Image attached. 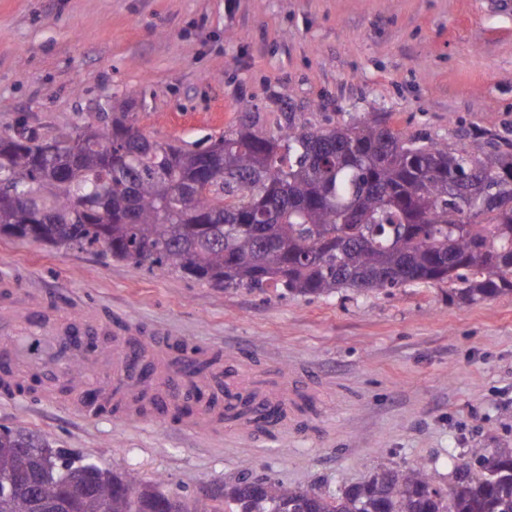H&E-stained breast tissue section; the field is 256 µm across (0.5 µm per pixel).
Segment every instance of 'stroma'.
I'll list each match as a JSON object with an SVG mask.
<instances>
[{
	"label": "stroma",
	"instance_id": "35a3bbf8",
	"mask_svg": "<svg viewBox=\"0 0 512 512\" xmlns=\"http://www.w3.org/2000/svg\"><path fill=\"white\" fill-rule=\"evenodd\" d=\"M285 94L315 125L374 114L406 137L511 146L512 0H0V131L128 108L146 136L204 148L243 99L276 130ZM1 277L218 351L231 389L282 400L283 423L201 427L0 394V427L173 494L243 473L338 493L420 461L444 487L471 449L512 443V295L281 298L0 232Z\"/></svg>",
	"mask_w": 512,
	"mask_h": 512
}]
</instances>
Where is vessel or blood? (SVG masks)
Instances as JSON below:
<instances>
[{
	"mask_svg": "<svg viewBox=\"0 0 512 512\" xmlns=\"http://www.w3.org/2000/svg\"><path fill=\"white\" fill-rule=\"evenodd\" d=\"M47 295L13 289L9 299L0 301V362L8 363L9 374L0 376V389L14 391L19 378L40 382L47 390H57L71 365H81L88 376L70 397V405L85 416L108 410L113 401L123 399L131 389H153L150 419L168 421L185 404L183 388L194 384L202 397L197 412H204L207 400L222 383L212 375L188 381L189 366L212 358V351L184 346L182 357L169 348L173 337L156 342L140 328H126L118 349L111 355L93 356L87 350L91 330L98 316L90 309L68 303L55 319H48Z\"/></svg>",
	"mask_w": 512,
	"mask_h": 512,
	"instance_id": "vessel-or-blood-1",
	"label": "vessel or blood"
}]
</instances>
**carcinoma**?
<instances>
[{
	"instance_id": "1",
	"label": "carcinoma",
	"mask_w": 512,
	"mask_h": 512,
	"mask_svg": "<svg viewBox=\"0 0 512 512\" xmlns=\"http://www.w3.org/2000/svg\"><path fill=\"white\" fill-rule=\"evenodd\" d=\"M241 110L205 148L147 138L136 112L51 136L17 123L0 133V232L283 296L432 282L465 305L512 294L511 149L405 138L370 118L317 127L291 106L265 132ZM279 414L224 392L226 420ZM164 484L0 429V512L62 500L66 512H512V444L475 451L446 488L423 464L382 467L340 495L242 475L188 500Z\"/></svg>"
}]
</instances>
